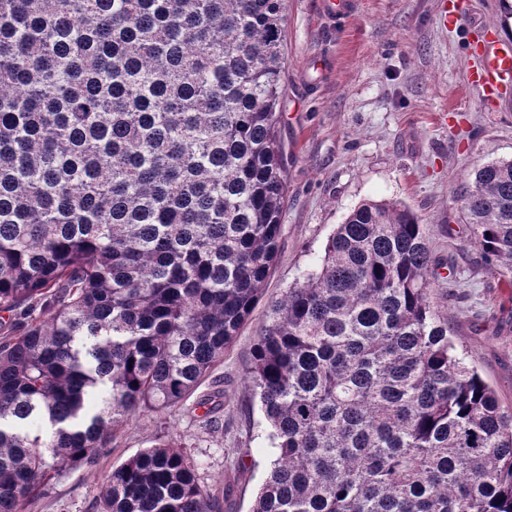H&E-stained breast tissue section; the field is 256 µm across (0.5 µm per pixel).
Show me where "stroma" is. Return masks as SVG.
I'll list each match as a JSON object with an SVG mask.
<instances>
[{
  "instance_id": "1",
  "label": "stroma",
  "mask_w": 512,
  "mask_h": 512,
  "mask_svg": "<svg viewBox=\"0 0 512 512\" xmlns=\"http://www.w3.org/2000/svg\"><path fill=\"white\" fill-rule=\"evenodd\" d=\"M458 5L462 19L441 26V10ZM511 27L498 0H352L335 23L323 0H287L279 127L288 192L261 300L192 401L118 428L94 466L60 471L22 512H95L112 468L158 439L199 462L200 483L230 486L224 512H250L273 446L247 378L268 307L316 269L337 224L367 200L404 202L434 256L452 263L432 283L438 311L512 411V288L485 268L458 201L473 169L512 159V85L491 98L470 81L478 45ZM218 388L212 429L195 402Z\"/></svg>"
}]
</instances>
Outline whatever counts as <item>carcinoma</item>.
Listing matches in <instances>:
<instances>
[{"mask_svg": "<svg viewBox=\"0 0 512 512\" xmlns=\"http://www.w3.org/2000/svg\"><path fill=\"white\" fill-rule=\"evenodd\" d=\"M286 0H0V512L183 405L262 297L282 232ZM512 283V160L460 195ZM440 260L354 208L270 306L248 372L274 460L251 512H512V412L457 353ZM156 443L97 512H221Z\"/></svg>", "mask_w": 512, "mask_h": 512, "instance_id": "1", "label": "carcinoma"}]
</instances>
